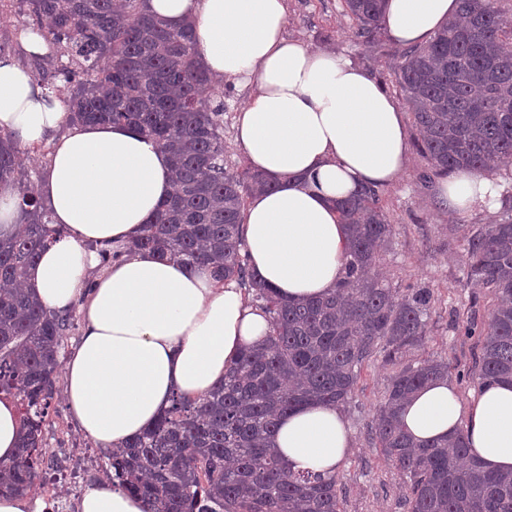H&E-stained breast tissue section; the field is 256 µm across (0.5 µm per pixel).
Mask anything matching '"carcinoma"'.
I'll list each match as a JSON object with an SVG mask.
<instances>
[{
	"mask_svg": "<svg viewBox=\"0 0 512 512\" xmlns=\"http://www.w3.org/2000/svg\"><path fill=\"white\" fill-rule=\"evenodd\" d=\"M46 32L54 68L40 73L65 92L70 120L126 124L171 161L173 193L129 248L100 247L101 264L154 251L235 280L269 314L271 330L244 347L224 381L206 395L173 397L152 425L107 455L112 482L148 512H343L337 476L289 469L270 441L280 417L317 403L344 408L370 362L394 367L378 406L374 441L402 480L407 512H512V473L484 469L467 436L414 444L400 421L404 401L448 377L444 358L413 359L429 335L433 293L393 288L376 273L394 225L379 189L340 202L349 228L343 279L323 298L282 299L249 270L240 236L249 197L273 187L262 173L229 163L224 95L199 60L195 26H172L146 0H0ZM355 36L384 33L381 0H344ZM432 174L512 165V17L500 0H459V16L425 45L410 46L393 70ZM0 184L14 186L20 220L0 233V396L21 426L16 455L0 461V492L41 487L44 426L62 392L59 355L75 315L50 314L24 288L42 249L61 239L11 136L0 133ZM466 283L491 292L487 326L465 335L479 353L462 374L482 387L512 383V216L470 227Z\"/></svg>",
	"mask_w": 512,
	"mask_h": 512,
	"instance_id": "obj_1",
	"label": "carcinoma"
}]
</instances>
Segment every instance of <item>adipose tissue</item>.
<instances>
[{"mask_svg": "<svg viewBox=\"0 0 512 512\" xmlns=\"http://www.w3.org/2000/svg\"><path fill=\"white\" fill-rule=\"evenodd\" d=\"M173 24L194 20L210 75L250 86L236 135L251 167L274 183L253 194L242 218L250 268L290 301L322 297L344 274L346 227L337 204L364 186L404 174L402 112L374 76L349 58L285 37L286 0H149ZM458 0H386L384 26L402 46L426 43ZM0 131L21 146L51 143L38 191L65 230L30 269L43 306L83 318L63 389L79 429L102 448L120 446L154 423L173 395L197 397L238 352L266 336L270 321L236 282L139 252L97 268L95 249L135 239L172 191L165 153L124 124L68 125L64 105L13 57L0 58ZM512 188L498 164L439 181L437 201L462 214ZM93 286H86L89 269ZM415 444L465 430L473 455L512 472V384L462 403L448 379L424 386L402 411ZM295 470L335 473L352 447L340 409L311 404L281 418L273 437ZM78 512H144L141 500L105 481Z\"/></svg>", "mask_w": 512, "mask_h": 512, "instance_id": "ef3b65f1", "label": "adipose tissue"}]
</instances>
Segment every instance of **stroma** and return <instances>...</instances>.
Returning <instances> with one entry per match:
<instances>
[{
    "instance_id": "1",
    "label": "stroma",
    "mask_w": 512,
    "mask_h": 512,
    "mask_svg": "<svg viewBox=\"0 0 512 512\" xmlns=\"http://www.w3.org/2000/svg\"><path fill=\"white\" fill-rule=\"evenodd\" d=\"M287 4V38L334 50L370 70L403 112L405 122H412L408 106L393 83L398 45L387 39L378 46L356 41L342 0H287ZM223 88L224 146L232 160L242 162L246 155L236 141L235 125L249 92L231 81ZM426 165L418 151H411L406 175L381 189L395 231L381 250L379 272L395 288L431 289L430 336L421 355L448 357L452 370L457 371L468 368L476 345L475 339L464 334L467 321L474 317L489 322L494 309L490 293L465 282L466 236L471 225L492 224L512 215V197L496 200L479 211L448 212L436 204L434 184L419 179ZM391 373V367L377 363L365 368L360 390L344 411L353 438L352 452L337 473L344 512H407L399 476L371 435ZM54 407L47 427L49 447L78 449L74 467L81 473L83 489L106 480L105 458L96 443L81 433L65 398H56Z\"/></svg>"
}]
</instances>
